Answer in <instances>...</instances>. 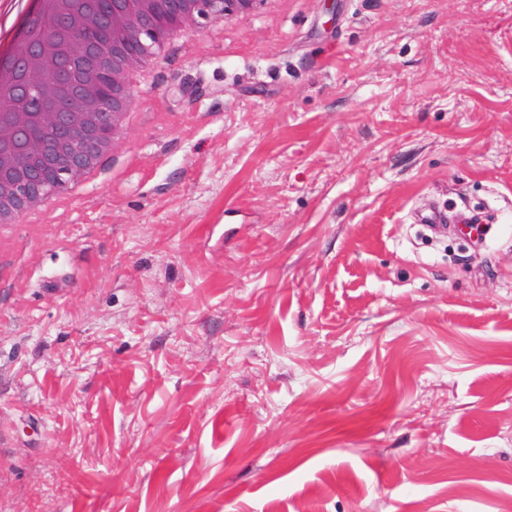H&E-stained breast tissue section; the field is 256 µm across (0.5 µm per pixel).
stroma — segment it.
<instances>
[{"label": "stroma", "instance_id": "35a3bbf8", "mask_svg": "<svg viewBox=\"0 0 512 512\" xmlns=\"http://www.w3.org/2000/svg\"><path fill=\"white\" fill-rule=\"evenodd\" d=\"M130 84L0 240L7 512H504L512 0H277ZM93 148V143L90 142H78L71 148H67L65 155L63 156L64 170L71 175H77L80 173L84 159L87 154L90 153ZM475 216H460L453 209H447L445 207H436L428 212L421 214L418 217L419 224H433L429 225L430 229H436L440 226H446V224H468L474 220Z\"/></svg>", "mask_w": 512, "mask_h": 512}]
</instances>
